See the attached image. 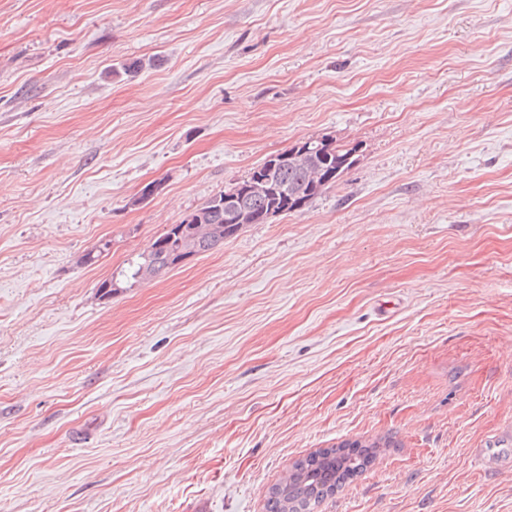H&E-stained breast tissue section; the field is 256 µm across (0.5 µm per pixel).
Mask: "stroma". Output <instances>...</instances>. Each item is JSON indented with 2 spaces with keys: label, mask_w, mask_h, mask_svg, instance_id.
Listing matches in <instances>:
<instances>
[{
  "label": "stroma",
  "mask_w": 512,
  "mask_h": 512,
  "mask_svg": "<svg viewBox=\"0 0 512 512\" xmlns=\"http://www.w3.org/2000/svg\"><path fill=\"white\" fill-rule=\"evenodd\" d=\"M325 135L304 211L99 297ZM388 435L321 512H512V0H0V512H264ZM391 441H355L321 448L296 461L283 480L268 492L265 512H318L328 498L360 476L380 448ZM474 462L479 469L489 472L510 467V461L504 459L495 448H475Z\"/></svg>",
  "instance_id": "obj_1"
}]
</instances>
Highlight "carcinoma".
I'll return each instance as SVG.
<instances>
[{
    "instance_id": "obj_1",
    "label": "carcinoma",
    "mask_w": 512,
    "mask_h": 512,
    "mask_svg": "<svg viewBox=\"0 0 512 512\" xmlns=\"http://www.w3.org/2000/svg\"><path fill=\"white\" fill-rule=\"evenodd\" d=\"M322 148L326 150V161L320 169L302 163L298 158V146L294 145L279 153L288 160L274 167L264 161L240 180L245 185L258 175L269 184L267 194L246 197L245 204L253 223H265V216L272 209L283 215L300 212L325 189L336 185L350 168L346 161L351 150L336 145L331 139L324 142ZM223 201L224 192L221 191L191 213L197 219L196 223L169 225L153 239L146 251L129 262L128 269L122 273L125 282L134 285L141 281L142 266L148 261L158 276L175 268L171 255L178 241L186 235L197 237L201 253L220 247L225 240L235 236L241 225L227 223ZM390 446L391 441L386 439L346 442L321 448L296 461L288 476L270 488L265 512H317V508L339 488L360 476L380 449Z\"/></svg>"
}]
</instances>
